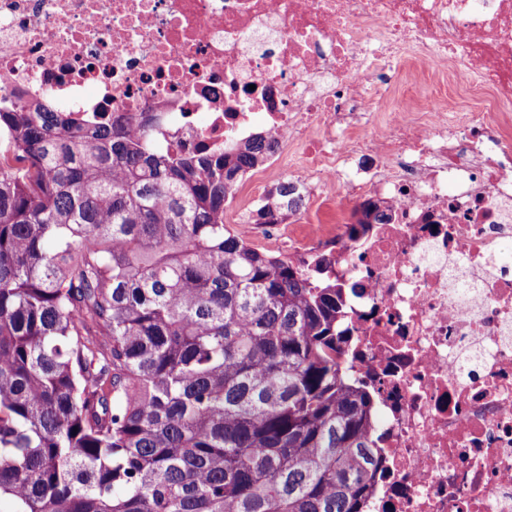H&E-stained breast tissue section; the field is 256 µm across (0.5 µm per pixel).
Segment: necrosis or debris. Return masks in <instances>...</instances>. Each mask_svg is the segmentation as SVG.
<instances>
[{
  "instance_id": "obj_1",
  "label": "necrosis or debris",
  "mask_w": 512,
  "mask_h": 512,
  "mask_svg": "<svg viewBox=\"0 0 512 512\" xmlns=\"http://www.w3.org/2000/svg\"><path fill=\"white\" fill-rule=\"evenodd\" d=\"M405 59L480 105L380 113ZM46 106L81 126L148 112L154 143L201 155L259 128L264 175L385 210L363 235L267 240L360 283L370 512H512V0H0V110Z\"/></svg>"
}]
</instances>
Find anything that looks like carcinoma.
I'll list each match as a JSON object with an SVG mask.
<instances>
[{
  "instance_id": "cac0c4a2",
  "label": "carcinoma",
  "mask_w": 512,
  "mask_h": 512,
  "mask_svg": "<svg viewBox=\"0 0 512 512\" xmlns=\"http://www.w3.org/2000/svg\"><path fill=\"white\" fill-rule=\"evenodd\" d=\"M0 131V512H365L346 289L224 224L272 142L159 154L21 109ZM302 204L280 183L253 221Z\"/></svg>"
}]
</instances>
